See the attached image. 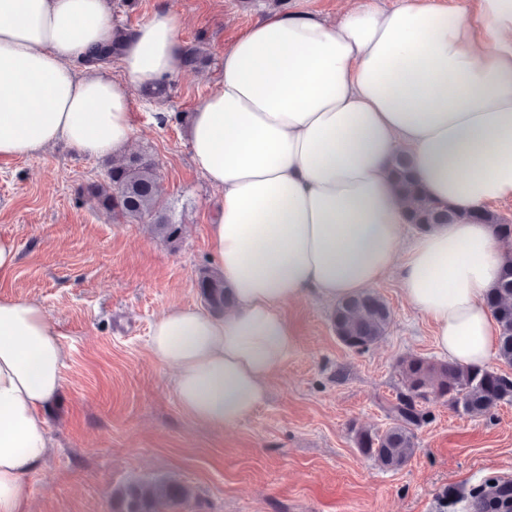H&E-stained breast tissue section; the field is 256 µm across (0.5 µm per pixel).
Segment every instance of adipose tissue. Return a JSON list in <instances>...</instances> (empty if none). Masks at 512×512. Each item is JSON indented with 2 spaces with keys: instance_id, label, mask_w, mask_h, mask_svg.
Segmentation results:
<instances>
[{
  "instance_id": "obj_1",
  "label": "adipose tissue",
  "mask_w": 512,
  "mask_h": 512,
  "mask_svg": "<svg viewBox=\"0 0 512 512\" xmlns=\"http://www.w3.org/2000/svg\"><path fill=\"white\" fill-rule=\"evenodd\" d=\"M180 26L161 8L119 34L106 0H0V160L61 141L122 154L132 88L183 67ZM115 37L116 78L88 61ZM187 136L221 194L209 232L233 304L221 317L170 308L148 344L199 424H237L262 401L295 348L289 302L367 291L395 262L439 352L463 366L491 359L499 327L486 295L507 251L490 225L466 221L406 238L390 169L407 156L428 194L460 210L512 198V0H360L337 23L261 19L225 47ZM63 362L46 309L0 297V512H18L23 478L48 454Z\"/></svg>"
}]
</instances>
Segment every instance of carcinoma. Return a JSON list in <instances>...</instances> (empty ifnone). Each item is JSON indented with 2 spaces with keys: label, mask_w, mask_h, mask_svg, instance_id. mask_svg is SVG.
Masks as SVG:
<instances>
[{
  "label": "carcinoma",
  "mask_w": 512,
  "mask_h": 512,
  "mask_svg": "<svg viewBox=\"0 0 512 512\" xmlns=\"http://www.w3.org/2000/svg\"><path fill=\"white\" fill-rule=\"evenodd\" d=\"M121 52V42L114 39L91 57L93 64L112 61ZM391 176L407 205L409 223L425 231L437 224L468 221L489 224L501 238L512 237V224L482 207L459 211L432 198L415 177L409 160L395 158ZM159 166L141 153L125 155L112 161L101 182L85 188L97 209L112 214L125 223L148 224L166 243L176 245L182 224L162 203L158 194ZM200 295L214 313L221 314L231 305L224 277L211 269L200 272ZM487 304L499 325L497 356L512 365V257L503 267ZM333 325L339 340L351 349L364 350L384 336L391 311L377 294L364 292L336 303ZM395 371L402 385L396 401L388 407L391 423L384 430L352 427L359 451L390 471L402 469L417 448L416 430L424 419L422 405L442 400L456 411L471 417L490 414L504 402H512V378L488 367H464L448 361L424 357L404 358ZM192 495L189 486L176 481L136 482L113 494L115 512H178Z\"/></svg>",
  "instance_id": "1"
}]
</instances>
